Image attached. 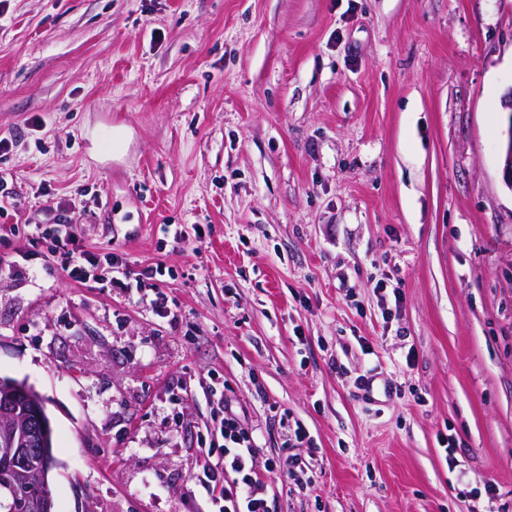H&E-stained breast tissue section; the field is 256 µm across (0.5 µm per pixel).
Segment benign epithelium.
<instances>
[{
	"label": "benign epithelium",
	"mask_w": 512,
	"mask_h": 512,
	"mask_svg": "<svg viewBox=\"0 0 512 512\" xmlns=\"http://www.w3.org/2000/svg\"><path fill=\"white\" fill-rule=\"evenodd\" d=\"M507 126L501 143L502 173L505 184L512 189V89L500 101ZM0 491L14 494L25 487L28 496L25 512H54L48 479L51 465L53 430L41 396L27 383L0 378ZM35 445L47 464L33 470L27 464L29 447Z\"/></svg>",
	"instance_id": "7a95c632"
}]
</instances>
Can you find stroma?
Returning a JSON list of instances; mask_svg holds the SVG:
<instances>
[{
    "label": "stroma",
    "mask_w": 512,
    "mask_h": 512,
    "mask_svg": "<svg viewBox=\"0 0 512 512\" xmlns=\"http://www.w3.org/2000/svg\"><path fill=\"white\" fill-rule=\"evenodd\" d=\"M511 88L512 0H0V377L55 512H209L219 389L302 467L271 512H512ZM62 221L175 321L64 278ZM500 108L507 126L500 148L502 173L505 184L512 189V88L501 98Z\"/></svg>",
    "instance_id": "obj_1"
}]
</instances>
